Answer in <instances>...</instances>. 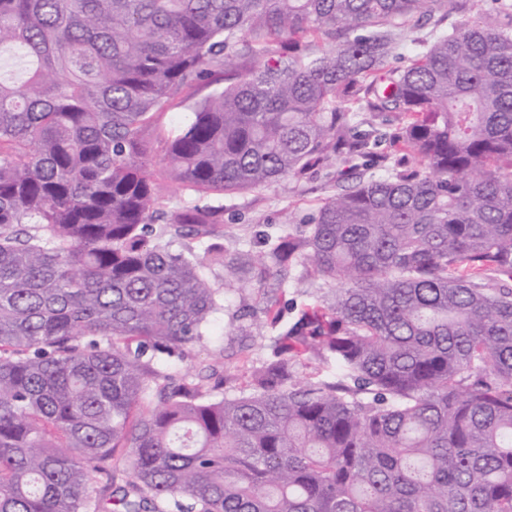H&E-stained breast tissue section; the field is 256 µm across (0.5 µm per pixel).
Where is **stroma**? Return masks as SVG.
<instances>
[{"label": "stroma", "instance_id": "stroma-1", "mask_svg": "<svg viewBox=\"0 0 512 512\" xmlns=\"http://www.w3.org/2000/svg\"><path fill=\"white\" fill-rule=\"evenodd\" d=\"M153 170L166 188L165 210L196 203L223 212L227 264L205 270L213 282L226 286L222 306L211 316L209 336L193 345L188 356L175 363L174 371L182 375L222 361L226 377L223 395L241 394L252 373L270 357L277 336L320 294V281L304 279V269L298 265L279 275L261 277L257 258L264 251L262 237L287 232V218L300 221L314 215L336 191L333 172L316 171L300 181L288 179L247 192L199 196L183 189L163 161H154ZM269 302L280 309L278 320L264 314Z\"/></svg>", "mask_w": 512, "mask_h": 512}]
</instances>
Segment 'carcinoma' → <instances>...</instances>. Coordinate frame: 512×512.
<instances>
[{
    "instance_id": "cac0c4a2",
    "label": "carcinoma",
    "mask_w": 512,
    "mask_h": 512,
    "mask_svg": "<svg viewBox=\"0 0 512 512\" xmlns=\"http://www.w3.org/2000/svg\"><path fill=\"white\" fill-rule=\"evenodd\" d=\"M452 2L0 0V512H512V0L410 37ZM158 155L195 194L349 164L266 236L327 291L246 394L171 374L224 225L161 209ZM210 89L202 91L196 98L185 101L183 104L176 107L172 112H177L176 117L173 119L170 114L164 118L163 123L157 129V133L166 136L177 129L180 125L187 121L191 115V107L196 99L207 94ZM335 376L336 366L330 360H311L307 355H301L293 364L292 378L299 382L333 379Z\"/></svg>"
}]
</instances>
